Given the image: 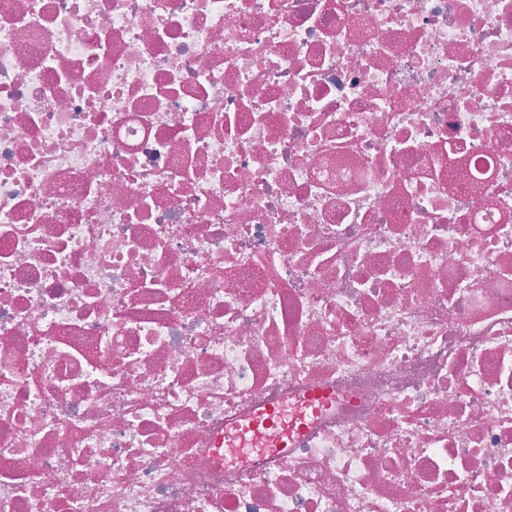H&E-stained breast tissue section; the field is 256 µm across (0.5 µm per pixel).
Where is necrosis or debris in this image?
Masks as SVG:
<instances>
[{
	"mask_svg": "<svg viewBox=\"0 0 512 512\" xmlns=\"http://www.w3.org/2000/svg\"><path fill=\"white\" fill-rule=\"evenodd\" d=\"M0 512H512V0H0Z\"/></svg>",
	"mask_w": 512,
	"mask_h": 512,
	"instance_id": "1",
	"label": "necrosis or debris"
}]
</instances>
